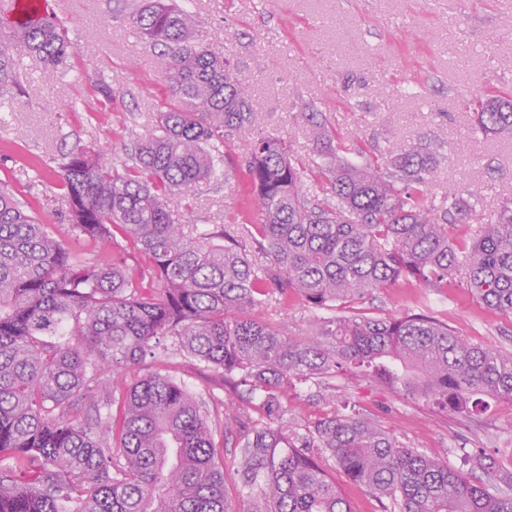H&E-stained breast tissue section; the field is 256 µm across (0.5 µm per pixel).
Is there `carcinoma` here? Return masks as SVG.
I'll return each instance as SVG.
<instances>
[{"instance_id":"obj_1","label":"carcinoma","mask_w":512,"mask_h":512,"mask_svg":"<svg viewBox=\"0 0 512 512\" xmlns=\"http://www.w3.org/2000/svg\"><path fill=\"white\" fill-rule=\"evenodd\" d=\"M173 101L117 167L77 144L63 155L57 189L69 203L72 249L0 179V512H238L224 489L206 402L173 377L123 372L158 349L201 362L246 388L265 422L236 413L243 512H349L323 456L352 482L388 500V512H512V471L483 450L461 463L427 456L359 413L283 418L296 384L364 372L406 397L457 413L512 401V353L475 347L422 314L322 316L308 335L257 312L298 296L324 312L405 279L429 288L462 280L493 311L512 314V202L453 244L476 194L436 201L437 154L329 166L292 159L274 136L243 144L258 223L227 231L180 224L189 187L214 178L224 133L252 122L249 89L204 45L177 0H137L128 14ZM44 76L78 53L50 13L0 20V92H20L18 49ZM74 111L97 118L112 101ZM478 129L512 139V96L479 97ZM322 187L325 198L307 192ZM145 262L137 276L121 256ZM159 288L143 287L145 277ZM86 416L71 419L80 400ZM119 414L112 415V407Z\"/></svg>"}]
</instances>
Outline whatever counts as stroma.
Returning a JSON list of instances; mask_svg holds the SVG:
<instances>
[{"instance_id": "1", "label": "stroma", "mask_w": 512, "mask_h": 512, "mask_svg": "<svg viewBox=\"0 0 512 512\" xmlns=\"http://www.w3.org/2000/svg\"><path fill=\"white\" fill-rule=\"evenodd\" d=\"M128 0H87L61 10L82 61L81 76L61 70L45 79L39 59L23 56V92L0 95V174L31 200L58 238L73 243L69 205L53 180L32 177L30 164L56 166L78 143L128 161L149 130L168 92L153 56L126 14ZM191 11L207 48L228 58L249 85L253 122L224 138L225 179L192 186L176 218L182 224L233 225L254 221L237 166L248 138L272 135L303 163H329L318 153L309 113H318L334 143L348 145L349 161L370 153L398 154L430 144L439 165L434 195L447 188L479 191L481 203L454 238L494 221L512 200V141L482 135L474 126L483 91L512 89V0H194ZM106 81L114 95L99 121L87 123L69 104L91 98ZM429 310L465 342L512 352V315L489 310L466 284L429 288L399 280L338 307L341 315ZM263 316L302 336L318 314L297 296L273 304ZM204 396L213 420L230 421L235 401L220 372L182 359L146 356L125 373L127 383L159 370ZM332 388L316 381L281 399L285 418L310 420L335 404H349L407 445L457 464L461 449L482 448L512 470V401L491 403L475 419L439 410L369 377L336 375Z\"/></svg>"}]
</instances>
